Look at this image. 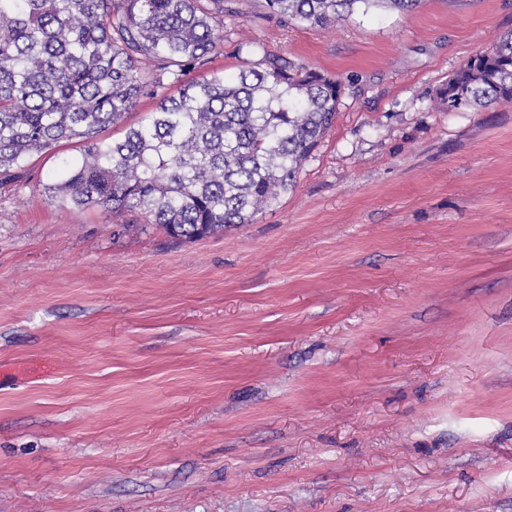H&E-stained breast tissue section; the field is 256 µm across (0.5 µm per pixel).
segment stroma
<instances>
[{"mask_svg":"<svg viewBox=\"0 0 512 512\" xmlns=\"http://www.w3.org/2000/svg\"><path fill=\"white\" fill-rule=\"evenodd\" d=\"M238 10L341 82L252 224L177 241L0 185V512H512V101L435 106L512 0L326 29Z\"/></svg>","mask_w":512,"mask_h":512,"instance_id":"1","label":"stroma"}]
</instances>
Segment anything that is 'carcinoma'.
Returning a JSON list of instances; mask_svg holds the SVG:
<instances>
[{"label":"carcinoma","mask_w":512,"mask_h":512,"mask_svg":"<svg viewBox=\"0 0 512 512\" xmlns=\"http://www.w3.org/2000/svg\"><path fill=\"white\" fill-rule=\"evenodd\" d=\"M420 0H265L267 15L327 27ZM224 0H0V184L62 140L82 143L49 173L44 197L107 213L140 210L169 237L196 241L251 224L292 191L336 119L341 83L263 53L226 76ZM193 71L208 75L185 81ZM177 87V93L168 89ZM146 124L98 139L144 96ZM512 100V35L463 66L437 103Z\"/></svg>","instance_id":"obj_1"}]
</instances>
